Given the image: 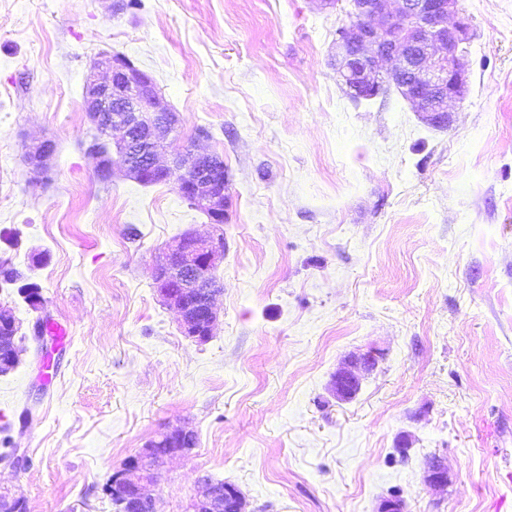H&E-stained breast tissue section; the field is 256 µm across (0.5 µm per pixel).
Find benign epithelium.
<instances>
[{"label":"benign epithelium","mask_w":512,"mask_h":512,"mask_svg":"<svg viewBox=\"0 0 512 512\" xmlns=\"http://www.w3.org/2000/svg\"><path fill=\"white\" fill-rule=\"evenodd\" d=\"M352 0L346 20L336 31V72L351 99L371 100L396 88L423 121L434 124L449 115L448 104L461 102L467 92L466 51L470 43L468 18L460 14V0ZM84 107L94 124L119 130L115 153L90 152L95 170L112 178L120 168L135 181L166 182L172 170L182 171L178 193L190 198L211 224L225 219L227 178L224 161L202 152L196 144L174 148L170 163L161 161L176 131L177 116L162 105L156 83L125 56L102 52L85 78ZM53 156L50 141L40 142L30 153L33 166L43 169ZM224 258V234L201 237L184 233L166 248L153 267L156 293L179 315L183 335L198 342L211 338L218 320L217 280L214 270ZM15 319L0 309V372L12 371L20 360L8 332ZM377 364L373 350L353 354L333 376L336 398L356 396L363 377ZM195 431L169 427L126 460L112 474L106 493L116 512H157L154 474L172 457L194 449ZM425 482L431 487L448 484L444 461L432 457L425 465ZM191 512H246L245 498L233 484L220 486L204 476ZM21 494L0 493V512H24Z\"/></svg>","instance_id":"1"}]
</instances>
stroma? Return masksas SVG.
<instances>
[{"mask_svg":"<svg viewBox=\"0 0 512 512\" xmlns=\"http://www.w3.org/2000/svg\"><path fill=\"white\" fill-rule=\"evenodd\" d=\"M460 7L468 91L435 127L397 91L344 94L342 18L313 0H0V266L19 274L0 308L23 349L0 430L30 459L0 462V492L115 512L113 472L184 425L198 444L158 468V512H188L202 475L246 512H378L394 490L406 512H512V0ZM102 52L152 76L179 142L223 159L222 228L176 181L97 180L83 92ZM189 230L224 233L204 343L152 280ZM41 315L67 338L35 342ZM370 349L337 401L333 374ZM432 456L447 486L425 483ZM377 353L373 350L352 354L333 376L332 389L336 398L348 401L356 396L362 384L363 377L377 364Z\"/></svg>","mask_w":512,"mask_h":512,"instance_id":"35a3bbf8","label":"stroma"}]
</instances>
